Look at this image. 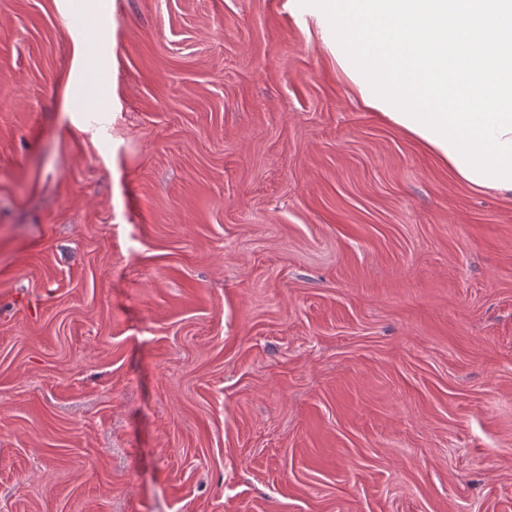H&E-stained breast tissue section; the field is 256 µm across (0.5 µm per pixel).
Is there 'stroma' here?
Instances as JSON below:
<instances>
[{
  "label": "stroma",
  "mask_w": 512,
  "mask_h": 512,
  "mask_svg": "<svg viewBox=\"0 0 512 512\" xmlns=\"http://www.w3.org/2000/svg\"><path fill=\"white\" fill-rule=\"evenodd\" d=\"M0 512H512V198L292 0H0Z\"/></svg>",
  "instance_id": "stroma-1"
}]
</instances>
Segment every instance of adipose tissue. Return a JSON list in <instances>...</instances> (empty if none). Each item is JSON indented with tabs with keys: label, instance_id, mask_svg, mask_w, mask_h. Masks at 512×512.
<instances>
[{
	"label": "adipose tissue",
	"instance_id": "adipose-tissue-1",
	"mask_svg": "<svg viewBox=\"0 0 512 512\" xmlns=\"http://www.w3.org/2000/svg\"><path fill=\"white\" fill-rule=\"evenodd\" d=\"M358 103L512 196V0H297Z\"/></svg>",
	"mask_w": 512,
	"mask_h": 512
}]
</instances>
